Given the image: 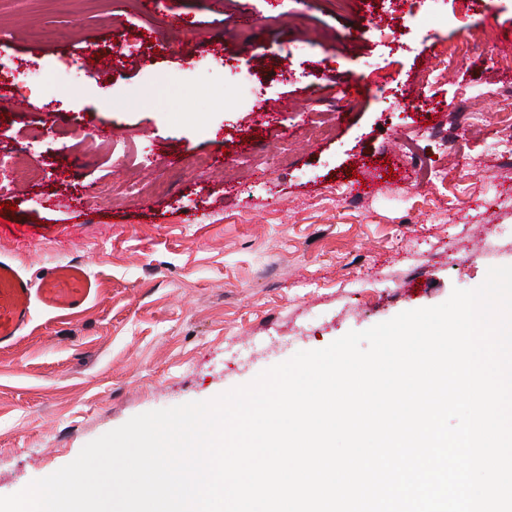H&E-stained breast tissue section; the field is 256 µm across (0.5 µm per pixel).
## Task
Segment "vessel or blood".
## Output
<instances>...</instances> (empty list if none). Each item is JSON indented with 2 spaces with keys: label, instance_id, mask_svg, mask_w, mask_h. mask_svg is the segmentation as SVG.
Instances as JSON below:
<instances>
[{
  "label": "vessel or blood",
  "instance_id": "obj_1",
  "mask_svg": "<svg viewBox=\"0 0 512 512\" xmlns=\"http://www.w3.org/2000/svg\"><path fill=\"white\" fill-rule=\"evenodd\" d=\"M99 292L98 283L78 262L46 266L39 282H32L11 263L0 260V349L14 345L30 321L32 304L65 318Z\"/></svg>",
  "mask_w": 512,
  "mask_h": 512
}]
</instances>
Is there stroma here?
<instances>
[{
	"instance_id": "obj_1",
	"label": "stroma",
	"mask_w": 512,
	"mask_h": 512,
	"mask_svg": "<svg viewBox=\"0 0 512 512\" xmlns=\"http://www.w3.org/2000/svg\"><path fill=\"white\" fill-rule=\"evenodd\" d=\"M379 13L395 38L328 0H0V257L31 279L80 260L100 285L70 317L33 308L0 350V496L133 416L512 265V0Z\"/></svg>"
}]
</instances>
